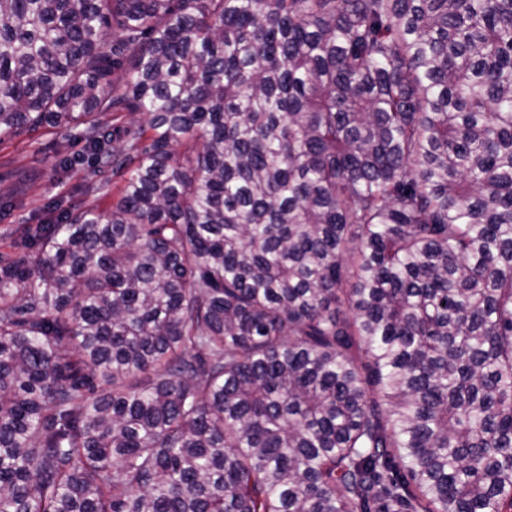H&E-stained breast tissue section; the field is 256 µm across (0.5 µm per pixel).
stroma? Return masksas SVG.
<instances>
[{
    "mask_svg": "<svg viewBox=\"0 0 512 512\" xmlns=\"http://www.w3.org/2000/svg\"><path fill=\"white\" fill-rule=\"evenodd\" d=\"M64 156L72 161L65 173L57 167ZM18 172L28 174L30 181L14 207L0 210V256L4 258L16 254L12 241L30 237L37 225L54 222L57 205H96L92 186L112 179L111 170L86 160L78 131L55 127L22 129L0 140V195Z\"/></svg>",
    "mask_w": 512,
    "mask_h": 512,
    "instance_id": "stroma-1",
    "label": "stroma"
}]
</instances>
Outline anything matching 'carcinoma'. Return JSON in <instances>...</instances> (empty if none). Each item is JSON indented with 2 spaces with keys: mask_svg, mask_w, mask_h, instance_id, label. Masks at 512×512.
Here are the masks:
<instances>
[{
  "mask_svg": "<svg viewBox=\"0 0 512 512\" xmlns=\"http://www.w3.org/2000/svg\"><path fill=\"white\" fill-rule=\"evenodd\" d=\"M42 125L0 512H512V0H0ZM72 160V168L61 172L57 162L61 157ZM27 173L30 181L26 190L16 195L15 206L0 210V256L14 257L18 250L10 248L13 240L27 239L37 225L55 221L59 210L69 204L106 206L88 190L100 183H109L115 192L112 169H102L84 158V141L77 130L43 127L36 131L19 130L0 142V196L15 173Z\"/></svg>",
  "mask_w": 512,
  "mask_h": 512,
  "instance_id": "carcinoma-1",
  "label": "carcinoma"
}]
</instances>
